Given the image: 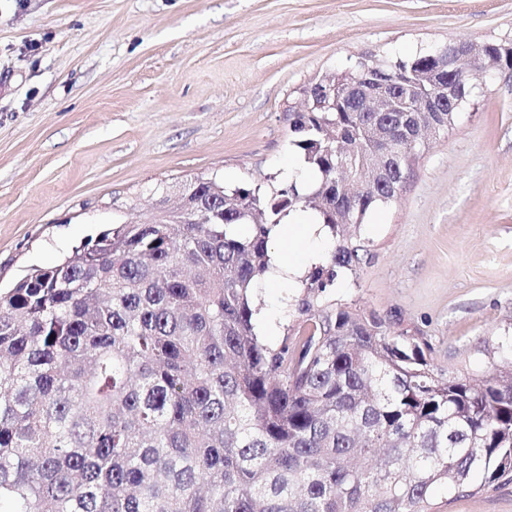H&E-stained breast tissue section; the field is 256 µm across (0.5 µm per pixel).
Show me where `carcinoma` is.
Instances as JSON below:
<instances>
[{"mask_svg":"<svg viewBox=\"0 0 512 512\" xmlns=\"http://www.w3.org/2000/svg\"><path fill=\"white\" fill-rule=\"evenodd\" d=\"M496 60L512 42L486 40ZM385 59L428 85L436 53ZM294 145L316 172L269 193L197 180L172 211L118 224L0 294V512H434L437 487L472 494L512 476V360L475 379L431 367L377 312L326 298L357 274L361 227L395 199L372 185L336 206V148L373 165L367 112H296ZM456 113L416 115L447 132ZM386 180L406 174L402 143ZM311 209L333 237L280 346L253 324L270 227ZM480 474L484 483L476 486Z\"/></svg>","mask_w":512,"mask_h":512,"instance_id":"cac0c4a2","label":"carcinoma"}]
</instances>
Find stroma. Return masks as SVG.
I'll return each instance as SVG.
<instances>
[{
  "label": "stroma",
  "mask_w": 512,
  "mask_h": 512,
  "mask_svg": "<svg viewBox=\"0 0 512 512\" xmlns=\"http://www.w3.org/2000/svg\"><path fill=\"white\" fill-rule=\"evenodd\" d=\"M464 39H512V0H0V290L148 222L156 187L280 189L300 87ZM473 84L327 294L427 343L435 369L479 375L512 357L484 350L512 340V72ZM301 293L298 277L255 288L265 343L296 324ZM434 501L512 512V481Z\"/></svg>",
  "instance_id": "obj_1"
}]
</instances>
